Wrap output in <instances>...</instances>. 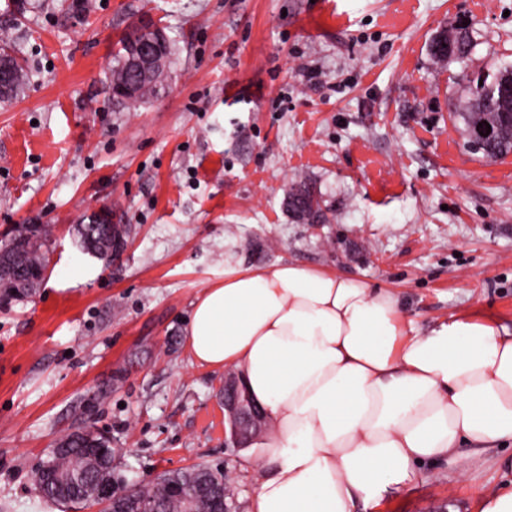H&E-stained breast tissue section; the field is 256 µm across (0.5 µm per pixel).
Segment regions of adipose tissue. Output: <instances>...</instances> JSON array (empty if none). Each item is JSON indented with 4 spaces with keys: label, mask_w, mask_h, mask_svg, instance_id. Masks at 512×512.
Returning a JSON list of instances; mask_svg holds the SVG:
<instances>
[{
    "label": "adipose tissue",
    "mask_w": 512,
    "mask_h": 512,
    "mask_svg": "<svg viewBox=\"0 0 512 512\" xmlns=\"http://www.w3.org/2000/svg\"><path fill=\"white\" fill-rule=\"evenodd\" d=\"M194 361L234 371L270 428L246 512H357L423 467L512 447V327L419 329L398 295L295 264L228 268L192 303Z\"/></svg>",
    "instance_id": "1"
}]
</instances>
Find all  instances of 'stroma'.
<instances>
[{"label": "stroma", "instance_id": "1", "mask_svg": "<svg viewBox=\"0 0 512 512\" xmlns=\"http://www.w3.org/2000/svg\"><path fill=\"white\" fill-rule=\"evenodd\" d=\"M73 2L0 0V38L30 75L0 103V240L43 225L50 259L33 296L0 307V512H52L34 472L86 425L127 481L204 465L245 512L224 373L185 343L194 297L225 268L359 277L424 331L464 310L512 324V154L468 148L456 116L469 78L512 65V0ZM141 18L174 39V63L128 111L104 79ZM462 25L471 54L436 64L432 38ZM302 178L326 223L284 209ZM101 209L127 227L108 264L75 233ZM501 482L490 455L464 480L442 464L367 512H446Z\"/></svg>", "mask_w": 512, "mask_h": 512}]
</instances>
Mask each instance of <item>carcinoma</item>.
I'll use <instances>...</instances> for the list:
<instances>
[{"label": "carcinoma", "mask_w": 512, "mask_h": 512, "mask_svg": "<svg viewBox=\"0 0 512 512\" xmlns=\"http://www.w3.org/2000/svg\"><path fill=\"white\" fill-rule=\"evenodd\" d=\"M138 27L118 42L113 54V64L108 82L109 90L132 86L134 92L116 99V103L130 110L159 95L157 84L164 83L168 71L161 70L153 76L144 78L127 64V44L137 34ZM452 48L448 52L430 49L431 56L439 63L463 60L474 47L468 28L460 27L448 34ZM0 59L7 61V97L16 98L28 82V73L23 65L9 53V44H0ZM512 76V66H490L488 72L470 81V92L464 111L459 113L464 123L467 143H472L482 132L479 124L491 126V132L483 140V156L495 161L512 153V128L501 123L500 113L512 112V93L507 92V76ZM286 207L297 220L306 224H323L326 215L321 207L320 198L315 189L305 180H301L290 188L286 198ZM87 225L80 224L77 228L82 250L102 261H112V236L105 230V225L91 227L93 241L83 240V230ZM15 243L9 255L17 259V266L23 275L40 284V276L48 267V244L46 230L37 224H29L15 230L7 243ZM61 447L51 451L42 461L35 473V484L41 498L53 502L63 508L77 505L76 499L81 493L72 491L77 485L94 484L103 486L105 494L112 497L127 489V485L119 482L114 476V449L112 444L103 439L97 432L84 428L72 432L59 440ZM220 479L224 475L206 466H197L191 470L168 472L158 482L140 487L138 495L155 500L159 512H184L185 502L178 496L166 491L170 484H210L213 477Z\"/></svg>", "instance_id": "1"}]
</instances>
